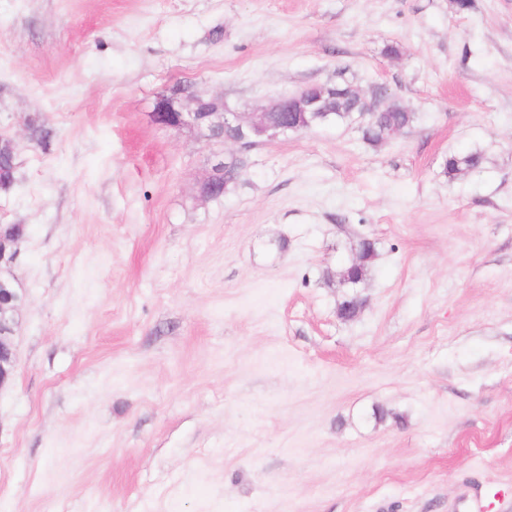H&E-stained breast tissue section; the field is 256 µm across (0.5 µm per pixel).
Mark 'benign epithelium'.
<instances>
[{
    "label": "benign epithelium",
    "instance_id": "obj_1",
    "mask_svg": "<svg viewBox=\"0 0 512 512\" xmlns=\"http://www.w3.org/2000/svg\"><path fill=\"white\" fill-rule=\"evenodd\" d=\"M323 94L322 86L306 87L254 112H240L219 99L210 111L201 112L199 106L204 95L186 94L175 88L157 100L153 120L167 128L193 129L207 143L213 141L210 131L216 128L231 129L236 135L224 137V142L238 147V151L229 153V157L240 159L244 152L254 147L251 142L253 136L273 141L289 134L312 130V121L324 111ZM17 243L18 239L7 238L0 233V267L12 266L17 256ZM24 303V292L15 288L12 281L0 279V388L10 382L14 375L15 314Z\"/></svg>",
    "mask_w": 512,
    "mask_h": 512
}]
</instances>
